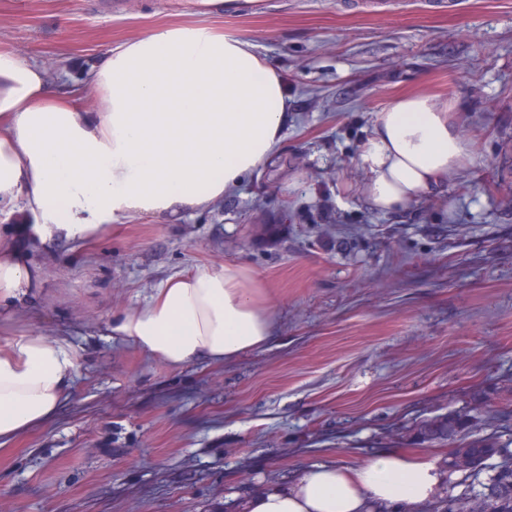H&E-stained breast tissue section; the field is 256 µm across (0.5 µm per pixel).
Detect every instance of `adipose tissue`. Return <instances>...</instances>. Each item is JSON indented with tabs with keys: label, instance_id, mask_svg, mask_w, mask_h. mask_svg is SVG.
<instances>
[{
	"label": "adipose tissue",
	"instance_id": "ef3b65f1",
	"mask_svg": "<svg viewBox=\"0 0 512 512\" xmlns=\"http://www.w3.org/2000/svg\"><path fill=\"white\" fill-rule=\"evenodd\" d=\"M90 85L93 109L79 111L38 64L0 48V211L34 215L27 236L46 250L127 215L176 220L209 208L278 152L288 125L276 68L251 41L204 28L106 48ZM472 152L451 104L418 93L377 113L355 166L368 201L388 213L447 183ZM39 276L0 237V305L24 301ZM271 334L258 280L232 264L169 278L109 329L173 367L235 360ZM81 359L65 337L0 340V450L57 415ZM444 489L437 462L389 450L353 465H305L292 483L253 493L243 512H426Z\"/></svg>",
	"mask_w": 512,
	"mask_h": 512
}]
</instances>
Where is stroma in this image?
Returning <instances> with one entry per match:
<instances>
[{
    "mask_svg": "<svg viewBox=\"0 0 512 512\" xmlns=\"http://www.w3.org/2000/svg\"><path fill=\"white\" fill-rule=\"evenodd\" d=\"M0 0V47L83 85L107 45L171 27L250 40L288 87L279 153L224 202L29 247L42 274L0 337L65 336L84 359L55 419L0 453V512H242L306 463L381 449L444 461L418 423L512 401V0ZM452 102L474 157L435 194L375 211L353 159L400 95ZM250 269L272 338L175 368L105 334L169 277Z\"/></svg>",
    "mask_w": 512,
    "mask_h": 512,
    "instance_id": "1",
    "label": "stroma"
}]
</instances>
